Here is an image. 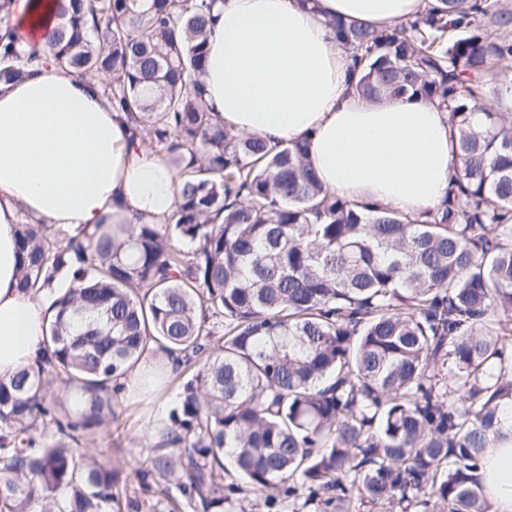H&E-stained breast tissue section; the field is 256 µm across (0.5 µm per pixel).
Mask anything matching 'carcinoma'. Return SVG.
<instances>
[{"label":"carcinoma","mask_w":512,"mask_h":512,"mask_svg":"<svg viewBox=\"0 0 512 512\" xmlns=\"http://www.w3.org/2000/svg\"><path fill=\"white\" fill-rule=\"evenodd\" d=\"M58 2L56 64L104 76L179 194L170 223L103 224L86 242L17 226L19 287L52 315L45 360L0 379V512H124L112 465L84 445L118 422L114 387L151 352L176 355L180 379L140 472L179 492L155 512H236L268 488L263 512L301 498L493 512L480 468L512 447V112L492 111L485 86L512 64V8L438 0L389 29L329 22L352 90L450 111L448 194L416 217L323 189L303 141L213 120L216 0ZM15 3L0 0L1 84L29 64Z\"/></svg>","instance_id":"cac0c4a2"}]
</instances>
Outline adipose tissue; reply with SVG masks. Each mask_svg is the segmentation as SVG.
Returning <instances> with one entry per match:
<instances>
[{
  "mask_svg": "<svg viewBox=\"0 0 512 512\" xmlns=\"http://www.w3.org/2000/svg\"><path fill=\"white\" fill-rule=\"evenodd\" d=\"M425 0H220L210 29L206 97L236 132L303 141L324 189L419 214L440 205L451 164L449 113L407 96L352 91L333 17L388 28ZM39 63L0 85V379L40 363L48 313L17 286V226L53 224L82 237L102 224L168 223L178 182L165 158L138 149L133 125L98 80L58 67L47 38L56 0H17ZM485 495L512 512V447L482 465Z\"/></svg>",
  "mask_w": 512,
  "mask_h": 512,
  "instance_id": "1",
  "label": "adipose tissue"
}]
</instances>
